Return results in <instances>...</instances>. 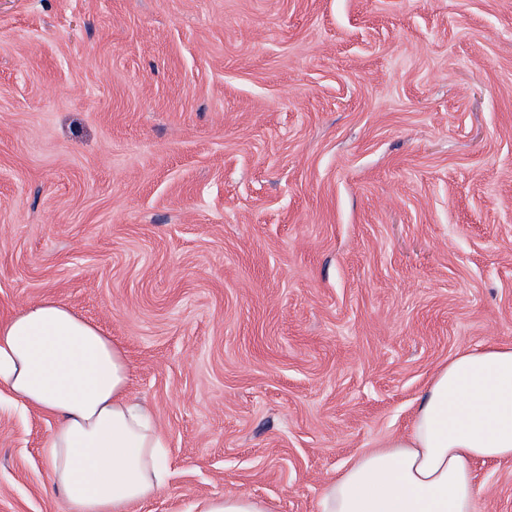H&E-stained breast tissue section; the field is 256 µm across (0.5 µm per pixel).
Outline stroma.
<instances>
[{"instance_id":"obj_1","label":"stroma","mask_w":512,"mask_h":512,"mask_svg":"<svg viewBox=\"0 0 512 512\" xmlns=\"http://www.w3.org/2000/svg\"><path fill=\"white\" fill-rule=\"evenodd\" d=\"M125 350L136 512H319L435 370L512 344V0H0V315ZM0 398V512H66ZM512 512V459L475 463ZM194 512H272L268 502L249 493L229 492L196 502Z\"/></svg>"}]
</instances>
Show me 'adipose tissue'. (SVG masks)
<instances>
[{
  "instance_id": "obj_1",
  "label": "adipose tissue",
  "mask_w": 512,
  "mask_h": 512,
  "mask_svg": "<svg viewBox=\"0 0 512 512\" xmlns=\"http://www.w3.org/2000/svg\"><path fill=\"white\" fill-rule=\"evenodd\" d=\"M122 348L66 305L43 300L0 318V394L53 417L43 450L67 512H133L167 486L165 444L128 395ZM512 458V345L450 358L404 436L364 452L323 488L320 512H475L476 462ZM193 512H271L229 492Z\"/></svg>"
}]
</instances>
